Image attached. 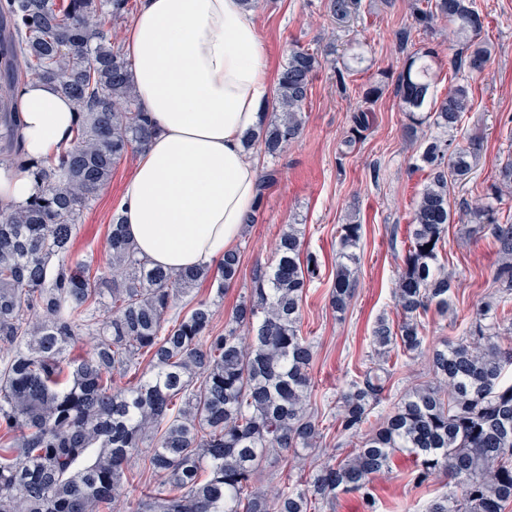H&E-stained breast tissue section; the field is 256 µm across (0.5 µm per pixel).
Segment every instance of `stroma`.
Listing matches in <instances>:
<instances>
[{
	"label": "stroma",
	"mask_w": 512,
	"mask_h": 512,
	"mask_svg": "<svg viewBox=\"0 0 512 512\" xmlns=\"http://www.w3.org/2000/svg\"><path fill=\"white\" fill-rule=\"evenodd\" d=\"M414 2L362 0L359 16L346 28L338 27L328 15L326 0H256L253 9L273 71L281 70L295 46L328 50L331 63L313 79L299 141L275 159L264 155L262 145L253 148L260 157L261 172L269 179L255 222L245 226L236 243L241 254L238 279L225 288L223 296H216L208 281L197 285L194 294L211 302L214 326L223 330L236 306L249 297L256 270L274 263L278 235L286 225L300 226L305 250L315 254L321 265V279L307 290L301 307L302 332L315 346L311 411L324 429L319 448L310 455L315 466L352 453V446L337 445L332 427L339 397L375 357L372 328L376 320L383 316L395 323L400 319L394 281L426 173L418 160L420 138L407 137L404 132L406 118L394 79L407 57L424 48L438 55L436 95H444L453 78L449 61L459 42L447 21H437L410 45L400 44L398 32L413 24ZM475 3L484 17L481 37L491 57L483 73L469 78L474 108L462 129L463 135H479L483 149L469 179L448 186L457 218L448 226L446 251L440 260L457 280L454 314L442 318L431 313L425 318L424 349L400 356L377 408L381 414L389 412L412 387L433 383L430 349L456 341L478 309L498 298L492 276L500 256L489 235L470 221L468 213L485 206V187L497 179L500 166L512 160V0ZM356 54L362 56V64L347 77L345 86H338L335 63ZM383 72L389 75L385 86L371 104H364L360 89ZM366 106L371 109L370 128L354 148H345L351 118ZM133 165V159L122 160L110 184L85 211L73 242L75 256L106 265L107 229ZM353 216L363 226L358 287L346 313L340 315L332 310L329 296L339 229ZM414 468V456L398 452L389 470L374 478L373 502L357 494H342L333 505H321L319 512H424L430 499L447 491L448 481L438 475L425 485H415L411 480Z\"/></svg>",
	"instance_id": "stroma-1"
}]
</instances>
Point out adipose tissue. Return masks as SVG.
<instances>
[{"label": "adipose tissue", "instance_id": "1", "mask_svg": "<svg viewBox=\"0 0 512 512\" xmlns=\"http://www.w3.org/2000/svg\"><path fill=\"white\" fill-rule=\"evenodd\" d=\"M124 48L152 129L119 205L130 240L170 271L217 262L254 208L258 166L243 142L273 105L255 16L242 0H141ZM14 97L30 158L69 145L78 118L70 99L38 79ZM37 190L34 169L0 165V205Z\"/></svg>", "mask_w": 512, "mask_h": 512}]
</instances>
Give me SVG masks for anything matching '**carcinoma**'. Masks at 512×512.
Listing matches in <instances>:
<instances>
[{"label":"carcinoma","mask_w":512,"mask_h":512,"mask_svg":"<svg viewBox=\"0 0 512 512\" xmlns=\"http://www.w3.org/2000/svg\"><path fill=\"white\" fill-rule=\"evenodd\" d=\"M359 0H327L338 23L356 14ZM415 26L399 31L407 44L446 19L467 54L451 69L480 74L490 51L478 40L482 19L474 0H426L412 5ZM130 0H0V159L36 168L43 188L28 202L0 210V512H314L342 493L374 501L371 484L392 457H416L412 480L435 472L453 490L430 500L425 512H506L512 504V318L486 303L465 336L433 349L436 383L401 397L385 417H374L394 366L390 352L421 350V317L452 311L455 276L440 262L454 218L448 181H463L481 142L427 140L419 159L428 183L418 193L408 245L394 294L402 321L380 318L372 329L379 361L365 367L340 397L336 434L354 447L270 496L253 484L262 462L282 450L304 459L321 438L308 412L313 346L300 328V305L319 278L318 258L300 259L301 231L280 234L277 260L254 274L249 299L213 330L214 312L197 300L169 316L182 295L207 279L206 265L178 272L140 256L125 225L112 218L108 263L73 259L71 248L85 209L108 185L112 168L151 135L130 81V61L113 41L114 22ZM436 53L407 58L397 92L416 135L426 124L456 130L472 110L469 83L434 96ZM324 59L293 48L277 79L279 112L262 126L265 153L277 157L296 142L313 78ZM30 78L70 98L79 114L72 142L35 162L24 154L13 90ZM369 125L361 111L345 146ZM512 187V162L485 189L493 201ZM503 254L494 272L498 289L512 294V224L496 208L471 212ZM362 225L341 226L340 262L330 302L346 311L357 280L353 252ZM432 247H427V244ZM241 256L224 254L216 294L237 278ZM87 356L71 355L83 337ZM147 358L144 368L141 359ZM140 372L138 382L117 381ZM158 481L135 502L123 498L132 463Z\"/></svg>","instance_id":"carcinoma-1"}]
</instances>
